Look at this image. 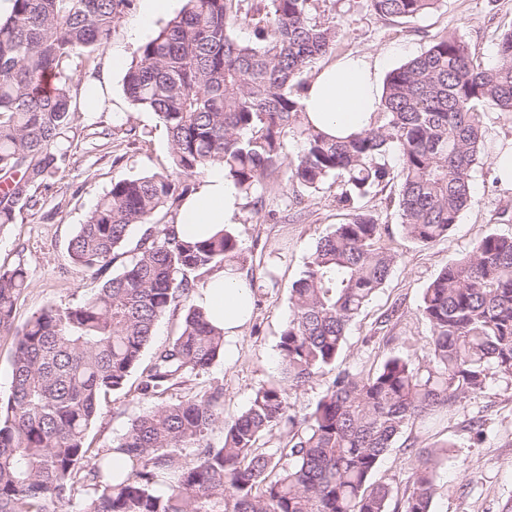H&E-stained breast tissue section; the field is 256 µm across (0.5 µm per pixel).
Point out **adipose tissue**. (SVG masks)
<instances>
[{"mask_svg": "<svg viewBox=\"0 0 512 512\" xmlns=\"http://www.w3.org/2000/svg\"><path fill=\"white\" fill-rule=\"evenodd\" d=\"M379 99L376 65L363 56H345L314 72L301 104L316 130L345 137L373 123ZM242 204L243 196L225 178L223 166H213L180 207L177 229L184 236H209L234 223ZM195 300L228 341L242 335L254 315L252 289L239 272H215Z\"/></svg>", "mask_w": 512, "mask_h": 512, "instance_id": "obj_1", "label": "adipose tissue"}]
</instances>
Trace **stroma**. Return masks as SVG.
I'll return each mask as SVG.
<instances>
[{
    "label": "stroma",
    "mask_w": 512,
    "mask_h": 512,
    "mask_svg": "<svg viewBox=\"0 0 512 512\" xmlns=\"http://www.w3.org/2000/svg\"><path fill=\"white\" fill-rule=\"evenodd\" d=\"M321 16L342 28L337 56H368L385 76L423 51L431 36L445 31L461 37L483 60H491L499 34L512 27V0H441L436 9L405 24L379 19L366 0H322ZM95 64V76L103 84L101 100L89 111L82 96L74 95L77 133L69 163L42 188L40 205L0 231V265L21 261L30 275L31 285L16 308L20 324L44 307L77 303L98 287V280L74 269L67 247L113 180L170 169L164 126L153 113L130 105L124 74L113 70L106 51L97 52ZM483 130L486 155L475 177L474 202L448 239L417 244L402 234L398 213L387 207L384 194L366 198V207L387 225L385 242L399 259L383 288L351 324L337 369L372 373L393 354L426 364L431 336L419 312L423 288L478 238L492 231L512 234V222L502 219L503 211L512 212V183L497 181L495 167L496 157L512 149V114L486 111ZM345 218L332 192L313 195L297 206L291 187L279 182L268 184L262 208L245 202L231 230L245 251L243 273L257 284V305L242 336L231 342V356L221 357L186 385L153 395L140 394V375L132 373L125 389L102 397L88 442L108 447L138 415L216 387L224 391L226 418L245 411L254 392L280 376L278 341L290 313L293 283L317 241ZM384 316L389 319L385 325L380 322ZM473 417L487 421L483 442L464 429ZM409 436L420 448L446 439L453 443L437 479L431 512H499L512 498V382H493L481 395L437 418L430 429L410 428L405 438L396 440L374 474L392 489L389 512H402L403 496L412 486L415 457L406 446Z\"/></svg>",
    "instance_id": "obj_1"
}]
</instances>
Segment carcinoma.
Here are the masks:
<instances>
[{"label":"carcinoma","instance_id":"cac0c4a2","mask_svg":"<svg viewBox=\"0 0 512 512\" xmlns=\"http://www.w3.org/2000/svg\"><path fill=\"white\" fill-rule=\"evenodd\" d=\"M439 2L368 0L396 23ZM126 5L13 0L0 19V178L8 183L0 230L37 206V190L68 160L74 73L109 41ZM240 24L254 40L238 37ZM341 35L318 16V0H185L138 47L125 92L167 130L171 172L113 180L68 244L82 274L122 270L80 302L43 308L17 326L29 272L21 261L0 266V335L15 341L12 392L0 401V512H387L391 490L372 478L395 439L493 380H512V235L489 232L423 289L426 365L393 355L372 374L345 369L309 412L288 406L287 389L335 369L349 326L397 264L363 200L396 180L386 206L396 208L403 234L422 245L447 238L473 202L480 112H512V28L490 62L444 32L388 74L372 125L331 138L306 124L300 94L303 76ZM291 139L301 144L293 160ZM391 153L397 173L385 161ZM215 164L256 206L282 177L298 201L336 188L347 211L291 288L280 379L232 420L217 388L157 406L95 449L87 432L102 395L123 390L138 369L144 395L182 386L223 353L224 334L193 293L218 270H242L241 243L227 229L188 241L175 223L153 221L178 213ZM136 225L146 229L128 250ZM177 312L176 334L141 366L158 322ZM277 431L285 446L265 447ZM451 447L446 440L415 452L403 512H430Z\"/></svg>","mask_w":512,"mask_h":512}]
</instances>
